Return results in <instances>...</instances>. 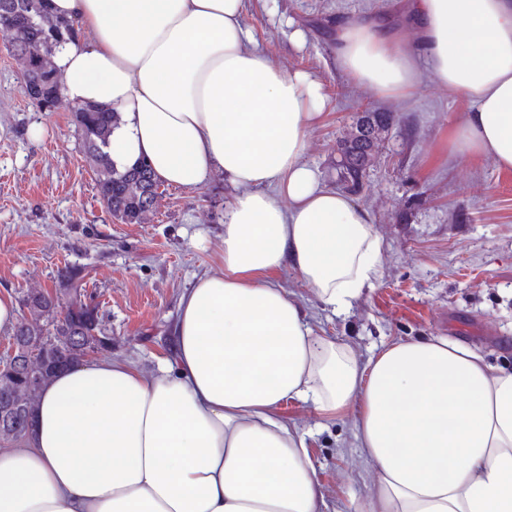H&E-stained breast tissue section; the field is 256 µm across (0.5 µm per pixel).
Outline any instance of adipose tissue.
I'll list each match as a JSON object with an SVG mask.
<instances>
[{"mask_svg": "<svg viewBox=\"0 0 512 512\" xmlns=\"http://www.w3.org/2000/svg\"><path fill=\"white\" fill-rule=\"evenodd\" d=\"M47 6L79 32L55 57L66 99L120 115L116 167L143 158L186 190L220 170L235 194L224 272L182 295L173 357L152 374L118 358L56 372L0 448V512H328L311 431L278 413L290 400L324 418L358 407L376 493L353 512H512V371L445 336L359 366L274 278L290 267L341 315L380 276L370 210L304 159L322 83L270 64L243 0ZM404 19L420 46L379 18L338 26L342 70L403 97L424 61L471 103L451 151L512 171V0H409Z\"/></svg>", "mask_w": 512, "mask_h": 512, "instance_id": "ef3b65f1", "label": "adipose tissue"}]
</instances>
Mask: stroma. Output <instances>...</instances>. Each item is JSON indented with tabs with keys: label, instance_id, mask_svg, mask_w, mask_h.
Returning <instances> with one entry per match:
<instances>
[{
	"label": "stroma",
	"instance_id": "stroma-1",
	"mask_svg": "<svg viewBox=\"0 0 512 512\" xmlns=\"http://www.w3.org/2000/svg\"><path fill=\"white\" fill-rule=\"evenodd\" d=\"M405 0H244L245 18L270 63L303 69L327 99L314 124L306 161L336 182L339 139L369 109L394 112L357 199L381 237L375 287L335 316L288 267L275 275L310 315L316 331L351 347L359 364L393 340L448 336L512 369V173L490 157L451 152L448 139L468 104L419 67L403 98L351 79L336 64L338 22L389 13L397 37L416 44L402 21ZM303 29L294 45L290 27ZM41 128L32 138L33 128ZM147 224H124L106 210L67 107L39 111L22 88V69L0 38V292L22 299L55 287L59 268L86 274V298L112 338V355L151 374L173 354L181 295L200 276L222 273L224 208L234 190L223 172L195 190L161 185ZM357 408L321 422L289 401L281 416L313 429L310 453L329 502L343 512L372 496L373 468L360 455Z\"/></svg>",
	"mask_w": 512,
	"mask_h": 512
}]
</instances>
